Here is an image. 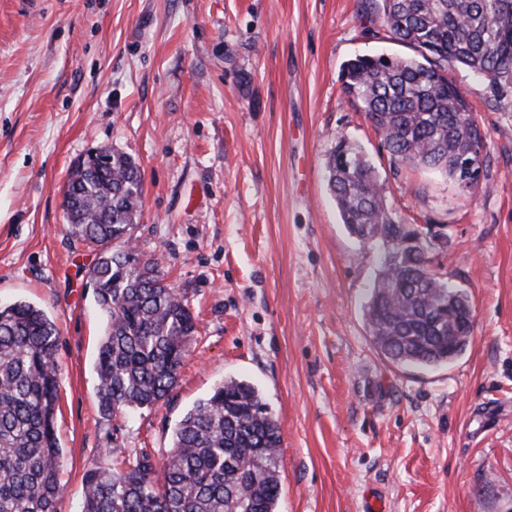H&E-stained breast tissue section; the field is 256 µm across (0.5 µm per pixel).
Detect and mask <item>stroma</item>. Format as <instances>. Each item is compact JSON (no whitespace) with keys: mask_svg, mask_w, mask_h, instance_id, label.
Segmentation results:
<instances>
[{"mask_svg":"<svg viewBox=\"0 0 512 512\" xmlns=\"http://www.w3.org/2000/svg\"><path fill=\"white\" fill-rule=\"evenodd\" d=\"M407 52L360 0H0V304L33 303L60 331L57 512H82L93 465L161 462L229 376L279 421L277 512H512V93L451 74L487 138L477 194L394 172L340 74ZM341 140L471 297L473 334L449 365L399 367L371 342L380 250L348 233L329 193ZM98 146L138 163L132 242L186 290L199 328L168 400L109 420L93 254L62 207L74 160Z\"/></svg>","mask_w":512,"mask_h":512,"instance_id":"stroma-1","label":"stroma"}]
</instances>
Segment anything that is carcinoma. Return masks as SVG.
Wrapping results in <instances>:
<instances>
[{
  "instance_id": "cac0c4a2",
  "label": "carcinoma",
  "mask_w": 512,
  "mask_h": 512,
  "mask_svg": "<svg viewBox=\"0 0 512 512\" xmlns=\"http://www.w3.org/2000/svg\"><path fill=\"white\" fill-rule=\"evenodd\" d=\"M387 39L412 56L362 55L343 65L344 92L365 112L394 167H422L457 183L472 158L487 176L486 137L457 68L483 77L494 96L512 92V0H362ZM86 152L63 193L66 233L93 249L87 272L106 318L95 370L103 418L165 401L197 341L186 292L160 262L130 246L141 215V173L129 156ZM328 190L360 243L378 242L382 267L364 306L376 349L389 362L433 368L458 357L473 332L468 293L435 268L420 231L389 207L375 167L341 140L328 161ZM56 323L32 303L0 305V512H56L63 458ZM281 431L259 389L226 378L177 423L161 467L135 454L123 469L90 468L83 512H277Z\"/></svg>"
}]
</instances>
